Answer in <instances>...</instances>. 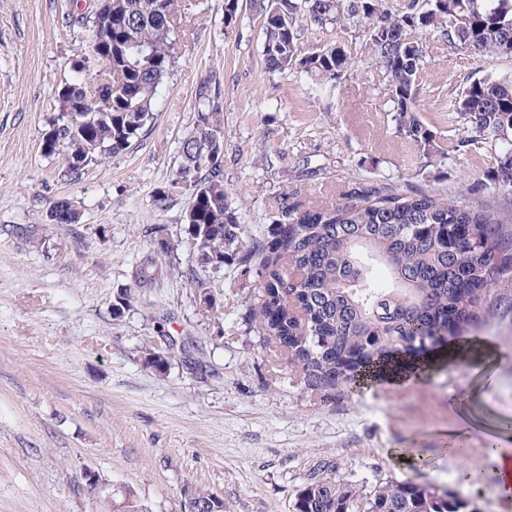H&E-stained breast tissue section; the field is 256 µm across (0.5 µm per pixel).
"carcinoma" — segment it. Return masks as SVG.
Returning a JSON list of instances; mask_svg holds the SVG:
<instances>
[{
  "instance_id": "obj_1",
  "label": "carcinoma",
  "mask_w": 512,
  "mask_h": 512,
  "mask_svg": "<svg viewBox=\"0 0 512 512\" xmlns=\"http://www.w3.org/2000/svg\"><path fill=\"white\" fill-rule=\"evenodd\" d=\"M253 0L261 17L262 53L271 73L299 70L328 95L351 66L335 46L308 49L309 24L342 26L361 14L365 47L383 70L387 101L400 132L427 156H445L463 144L490 148L494 191L512 195V79L486 75L453 101L463 136L443 144L418 117V82L425 50L405 28H432L449 44L483 56L512 55V0H409L388 11L382 0ZM70 21L86 35L91 76L58 92L59 115L43 138L47 155L64 152L66 172L124 153L155 119L159 88L175 64V36L192 0H112V14L78 8ZM240 0H224V28L240 20ZM219 75L197 87V114L180 144L181 161L164 200L186 192L188 243L198 263L215 273L229 266L258 281L245 296L240 332L266 372L322 401L344 396L370 370L404 354L425 358L448 338L485 325L491 310L512 309V213L494 205H469L424 190L401 191L358 182L348 201L317 206L298 217L301 204L282 195L267 232L248 236L224 182V119ZM53 224H77L80 211L66 198L48 210ZM151 244L174 253L162 224L149 228ZM391 271L386 288L372 264ZM178 271L144 256L130 274L132 288L112 302L120 317L135 303L134 289L150 288ZM205 311L216 299L202 279L193 281ZM172 354L147 347L144 365L167 371ZM181 512H224L211 491L186 488ZM292 512H479L469 500L428 484L379 478L367 487L333 472L312 473L296 494Z\"/></svg>"
}]
</instances>
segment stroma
<instances>
[{
  "label": "stroma",
  "mask_w": 512,
  "mask_h": 512,
  "mask_svg": "<svg viewBox=\"0 0 512 512\" xmlns=\"http://www.w3.org/2000/svg\"><path fill=\"white\" fill-rule=\"evenodd\" d=\"M70 8V0H0V512H119L129 492L144 512H179L189 484L221 496L224 512H291L323 461L367 485L431 484L479 512H512L487 481L486 452L494 438L512 448V313L469 333L494 345L496 359L471 367L449 359L405 383L361 386L329 402L271 379L248 352L236 269L201 274L215 313L203 314L197 288L177 275L140 291L123 317L112 313L150 249V225H166L181 268L197 265L186 243L188 196L158 194L210 73L223 79L224 181L253 236L264 233L279 194L338 203L362 181L496 203L483 186L487 150L427 159L399 134L382 72L362 45L363 17L304 28L306 47L351 54V69L325 97L299 71L265 70L250 10L228 30L221 0H193L191 33L177 43L151 127L125 153L69 175L62 154L44 153L42 136L85 53L82 30L63 21ZM420 40L419 117L455 137L452 100L477 77L512 78V57L474 55L430 29ZM59 198L78 208L80 223L49 222ZM19 227L36 242L16 235ZM168 336L176 339L170 367L146 368L145 346ZM452 431L464 432L465 456L449 452Z\"/></svg>",
  "instance_id": "stroma-1"
}]
</instances>
